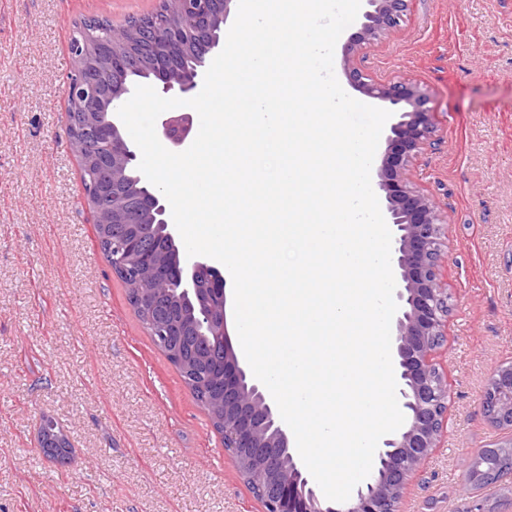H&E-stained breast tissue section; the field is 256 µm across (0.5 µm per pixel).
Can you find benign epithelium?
Returning a JSON list of instances; mask_svg holds the SVG:
<instances>
[{
	"label": "benign epithelium",
	"instance_id": "benign-epithelium-1",
	"mask_svg": "<svg viewBox=\"0 0 512 512\" xmlns=\"http://www.w3.org/2000/svg\"><path fill=\"white\" fill-rule=\"evenodd\" d=\"M233 0H165L166 6L149 15L150 24L123 28L119 33L148 50L133 55L102 49L87 54L75 43L72 55L77 65L65 86V96L75 103L96 99L112 109V120L98 123L86 114L88 130L112 140V154L93 162L108 171L96 189L100 202L112 199V209L100 205L102 224H153L175 241L162 192L138 169L135 148L126 139L117 115L119 102L128 94L122 83L107 88L90 76L92 71L125 74L139 71L145 84L163 97L190 99L204 81L205 70L223 39V30ZM360 28L354 43L345 47V61L352 87L392 112L393 123L381 155L378 188L384 193L387 224L393 227L391 261L397 288L394 369L405 425L384 439L376 449L372 474L344 503L322 501L310 472L290 446L288 429L276 404L264 387L254 381L240 363L230 341L226 307L213 316L201 292L200 279L208 276L226 298L221 270L203 256H179L174 277L179 300L198 311L191 328L196 336L224 337V438L238 472L252 466L263 492L265 512H395L406 489L426 460L440 446L448 424V375L435 355L448 345L451 297L441 275L448 258V215L435 199L416 189L411 163L435 133L428 107L429 96L418 84L406 81L376 83L358 66L356 59L403 21L409 0H362ZM193 109L182 107L160 115L158 132L176 152L192 140ZM135 240L112 237V263L134 277L137 297L154 294L140 287L145 274L127 266ZM148 332L157 346L171 348L175 332L165 320L149 322ZM482 406L487 416L504 430L495 444L512 448V362L496 365L486 380ZM43 452L68 454L65 437L56 431L40 433Z\"/></svg>",
	"mask_w": 512,
	"mask_h": 512
}]
</instances>
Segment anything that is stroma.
<instances>
[{
  "label": "stroma",
  "instance_id": "stroma-1",
  "mask_svg": "<svg viewBox=\"0 0 512 512\" xmlns=\"http://www.w3.org/2000/svg\"><path fill=\"white\" fill-rule=\"evenodd\" d=\"M158 5L0 0V512H264L98 248L70 148L76 23ZM362 68L429 90L436 132L413 180L448 214V426L399 512H512V482L464 489L502 435L485 382L512 361V0H410ZM44 416L68 464L40 451Z\"/></svg>",
  "mask_w": 512,
  "mask_h": 512
}]
</instances>
